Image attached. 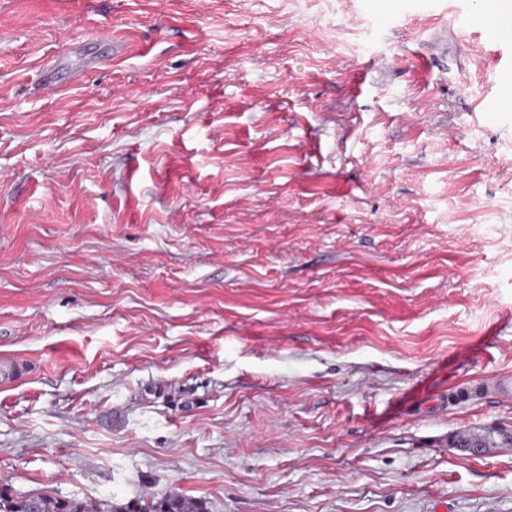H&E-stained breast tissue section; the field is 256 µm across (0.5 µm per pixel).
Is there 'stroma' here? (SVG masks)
<instances>
[{"label": "stroma", "instance_id": "35a3bbf8", "mask_svg": "<svg viewBox=\"0 0 512 512\" xmlns=\"http://www.w3.org/2000/svg\"><path fill=\"white\" fill-rule=\"evenodd\" d=\"M442 2L0 0V490L512 512L451 440L512 431V73Z\"/></svg>", "mask_w": 512, "mask_h": 512}]
</instances>
